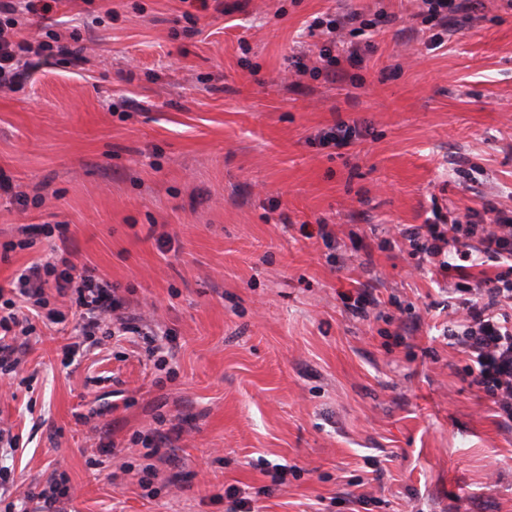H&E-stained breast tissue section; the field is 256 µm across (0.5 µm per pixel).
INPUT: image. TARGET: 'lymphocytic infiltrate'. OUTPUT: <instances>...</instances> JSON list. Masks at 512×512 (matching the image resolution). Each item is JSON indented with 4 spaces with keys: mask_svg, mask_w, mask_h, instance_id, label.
<instances>
[{
    "mask_svg": "<svg viewBox=\"0 0 512 512\" xmlns=\"http://www.w3.org/2000/svg\"><path fill=\"white\" fill-rule=\"evenodd\" d=\"M419 17L430 24L429 44L440 48L452 15L470 16L474 0H419ZM17 11L12 0H0V86L16 84L27 75L30 56L68 54L62 43L38 42L18 37ZM400 238L412 255L438 274L454 275L453 293L459 294V316L448 335L471 360L468 384L484 394L499 418L512 423V214L497 205L456 214L450 223L419 224L405 229ZM75 249L61 238L50 252L34 258L11 283L0 287V382L13 384L20 364L17 337L31 336L36 320H62L51 308V297L65 299L77 318L75 330L90 340L113 331L142 333L143 313H131L112 282L94 267L76 264ZM494 261L495 274L470 272V260ZM72 494L66 478L51 479L40 488L9 500L7 512H65Z\"/></svg>",
    "mask_w": 512,
    "mask_h": 512,
    "instance_id": "obj_1",
    "label": "lymphocytic infiltrate"
}]
</instances>
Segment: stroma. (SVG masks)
I'll list each match as a JSON object with an SVG mask.
<instances>
[{"label": "stroma", "instance_id": "1", "mask_svg": "<svg viewBox=\"0 0 512 512\" xmlns=\"http://www.w3.org/2000/svg\"><path fill=\"white\" fill-rule=\"evenodd\" d=\"M384 4L336 83L294 68L325 41L310 24L373 0L22 16L89 62L41 58L0 89V173L33 199L20 213L0 194V244L66 225L77 262L167 329L169 357L127 334L67 365L69 330L38 325L31 389L0 397L20 490L65 474L70 512H512V425L463 379L457 301L387 246L436 204L512 209V8L449 20L431 50L416 0ZM341 120L366 135L313 143Z\"/></svg>", "mask_w": 512, "mask_h": 512}]
</instances>
